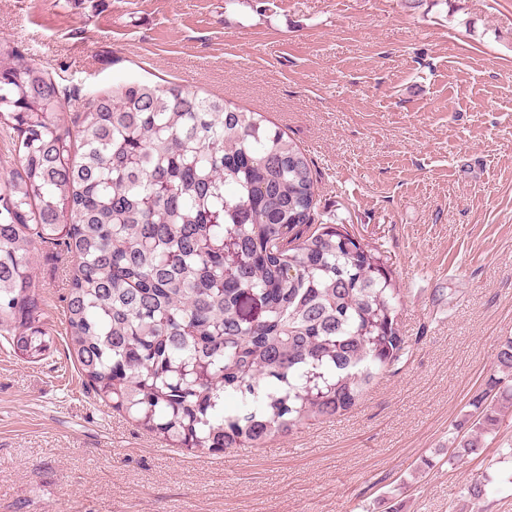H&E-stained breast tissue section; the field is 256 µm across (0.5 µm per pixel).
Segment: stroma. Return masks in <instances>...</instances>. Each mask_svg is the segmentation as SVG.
Here are the masks:
<instances>
[{
	"instance_id": "1",
	"label": "stroma",
	"mask_w": 512,
	"mask_h": 512,
	"mask_svg": "<svg viewBox=\"0 0 512 512\" xmlns=\"http://www.w3.org/2000/svg\"><path fill=\"white\" fill-rule=\"evenodd\" d=\"M0 38L74 89L64 124L133 81L264 113L321 210L387 255L413 342L345 414L192 455L88 393L63 341L75 263L38 247L55 343L35 363L0 343V512H512V424L447 463L512 336V0H0Z\"/></svg>"
}]
</instances>
